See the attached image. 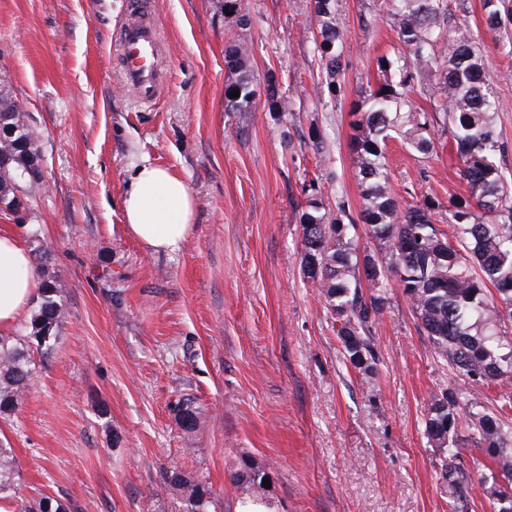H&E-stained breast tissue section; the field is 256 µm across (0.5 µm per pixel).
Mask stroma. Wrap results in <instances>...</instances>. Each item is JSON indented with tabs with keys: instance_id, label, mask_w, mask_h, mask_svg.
<instances>
[{
	"instance_id": "obj_1",
	"label": "stroma",
	"mask_w": 512,
	"mask_h": 512,
	"mask_svg": "<svg viewBox=\"0 0 512 512\" xmlns=\"http://www.w3.org/2000/svg\"><path fill=\"white\" fill-rule=\"evenodd\" d=\"M149 2L162 87L143 104L122 84L115 46L126 0H0V86L37 128L43 169L27 210L0 215V232L46 254L66 289L53 351L36 356L22 406L0 417L16 459L11 494L69 512H184L167 478L179 469L210 487V512H236L244 491L231 475L250 462L269 473L274 512H450L425 409L459 378L393 287L366 391L300 266L304 185L330 211L360 209L350 104L398 47L384 0H340L346 67L331 92L310 0H238L232 15L222 0ZM448 3L480 34L512 179V14L492 33L481 0ZM234 41L250 49L248 112L224 109ZM271 83L288 111H269ZM431 133L428 155L389 144L401 205L465 191L447 126ZM145 160L196 199L193 231L172 252L125 228L121 198ZM183 399L199 411L190 432L176 420Z\"/></svg>"
}]
</instances>
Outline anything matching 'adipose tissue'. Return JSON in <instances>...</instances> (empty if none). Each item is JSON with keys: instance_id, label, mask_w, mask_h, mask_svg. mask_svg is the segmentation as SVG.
Segmentation results:
<instances>
[{"instance_id": "ef3b65f1", "label": "adipose tissue", "mask_w": 512, "mask_h": 512, "mask_svg": "<svg viewBox=\"0 0 512 512\" xmlns=\"http://www.w3.org/2000/svg\"><path fill=\"white\" fill-rule=\"evenodd\" d=\"M122 210L129 234L152 250H176L193 229L195 202L187 184L147 161L137 166L127 184ZM39 287L29 250L16 235L1 233V334L26 318Z\"/></svg>"}]
</instances>
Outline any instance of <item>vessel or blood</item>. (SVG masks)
Instances as JSON below:
<instances>
[{
	"instance_id": "1",
	"label": "vessel or blood",
	"mask_w": 512,
	"mask_h": 512,
	"mask_svg": "<svg viewBox=\"0 0 512 512\" xmlns=\"http://www.w3.org/2000/svg\"><path fill=\"white\" fill-rule=\"evenodd\" d=\"M147 0H127L129 19L118 33L122 73L137 97L153 101L159 92L161 44Z\"/></svg>"
}]
</instances>
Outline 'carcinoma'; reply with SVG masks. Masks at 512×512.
<instances>
[{
  "label": "carcinoma",
  "instance_id": "1",
  "mask_svg": "<svg viewBox=\"0 0 512 512\" xmlns=\"http://www.w3.org/2000/svg\"><path fill=\"white\" fill-rule=\"evenodd\" d=\"M320 22L316 41L319 69L327 91L343 72V33L333 23L339 0H311ZM505 0H482L489 31L501 27ZM398 38L397 52L377 59V87L351 103L354 134L350 140L362 206L357 221L332 217L311 184L302 227L301 271L324 298L336 325L344 360L368 378L377 374L379 357L372 328L389 305V277L402 288L436 357L455 377L471 385L512 384V184L503 174V143L496 130V106L486 65L473 31L448 21L447 0H387ZM248 46L224 48V65L234 75L224 92L225 110L247 112L256 98L246 66ZM429 96L431 110L416 109L407 93ZM239 92V97L230 94ZM269 110L287 111L290 100L276 84L266 90ZM444 120L448 144L460 164L467 195L448 199L452 235L438 227L440 203L426 196L400 208L392 193L388 143L400 136L415 151L436 150L431 127ZM39 133L28 113L0 92V212L27 208L33 183L27 170L40 157ZM363 225L378 246L360 253L353 232ZM65 289L56 276L41 281L39 301L22 336H0V415L14 413L28 392L36 362L32 349L48 354L64 318ZM466 417L476 446L492 460L482 485L497 512H512V420L488 406L477 410L459 389L430 399L425 432L442 452L439 479L449 505L464 512L468 481L457 462V427ZM180 426L195 429L198 415L190 401L179 403ZM13 450L0 448V493L9 489ZM267 473L248 463L231 474L250 495L265 494ZM170 483L181 493L186 512H207L209 487L178 470ZM17 512H67L60 501L44 496L20 501Z\"/></svg>",
  "mask_w": 512,
  "mask_h": 512
}]
</instances>
